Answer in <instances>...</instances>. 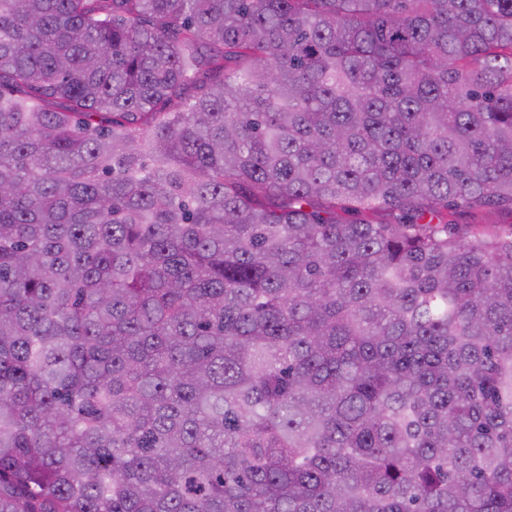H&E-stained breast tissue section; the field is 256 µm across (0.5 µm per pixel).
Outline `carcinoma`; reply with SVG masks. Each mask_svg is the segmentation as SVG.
<instances>
[{
	"label": "carcinoma",
	"instance_id": "carcinoma-1",
	"mask_svg": "<svg viewBox=\"0 0 512 512\" xmlns=\"http://www.w3.org/2000/svg\"><path fill=\"white\" fill-rule=\"evenodd\" d=\"M459 206L512 0H0V512H512Z\"/></svg>",
	"mask_w": 512,
	"mask_h": 512
}]
</instances>
